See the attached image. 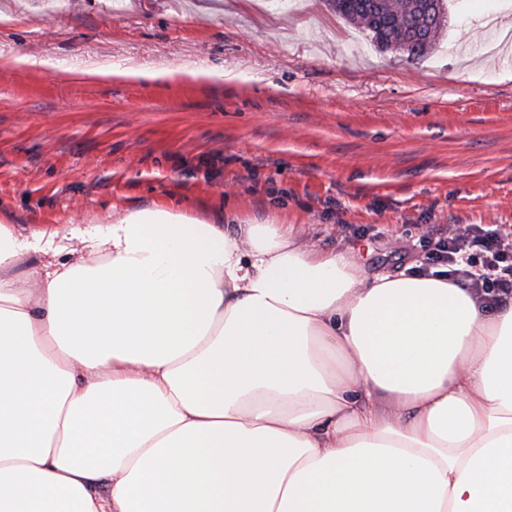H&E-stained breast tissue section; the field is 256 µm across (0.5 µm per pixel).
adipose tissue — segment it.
<instances>
[{
  "label": "adipose tissue",
  "mask_w": 512,
  "mask_h": 512,
  "mask_svg": "<svg viewBox=\"0 0 512 512\" xmlns=\"http://www.w3.org/2000/svg\"><path fill=\"white\" fill-rule=\"evenodd\" d=\"M0 512H512V302L284 224H0Z\"/></svg>",
  "instance_id": "ef3b65f1"
}]
</instances>
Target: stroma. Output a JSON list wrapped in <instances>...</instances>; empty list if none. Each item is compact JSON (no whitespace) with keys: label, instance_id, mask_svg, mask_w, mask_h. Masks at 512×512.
<instances>
[{"label":"stroma","instance_id":"1","mask_svg":"<svg viewBox=\"0 0 512 512\" xmlns=\"http://www.w3.org/2000/svg\"><path fill=\"white\" fill-rule=\"evenodd\" d=\"M489 15L512 19V0H448L410 62L326 0H0V224L161 205L411 272L422 225H512V39ZM114 65L172 76L86 74Z\"/></svg>","mask_w":512,"mask_h":512}]
</instances>
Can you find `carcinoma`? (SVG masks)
I'll return each instance as SVG.
<instances>
[{"instance_id":"1","label":"carcinoma","mask_w":512,"mask_h":512,"mask_svg":"<svg viewBox=\"0 0 512 512\" xmlns=\"http://www.w3.org/2000/svg\"><path fill=\"white\" fill-rule=\"evenodd\" d=\"M336 15L358 28L381 52L411 61L426 58L445 28L447 0H327Z\"/></svg>"}]
</instances>
